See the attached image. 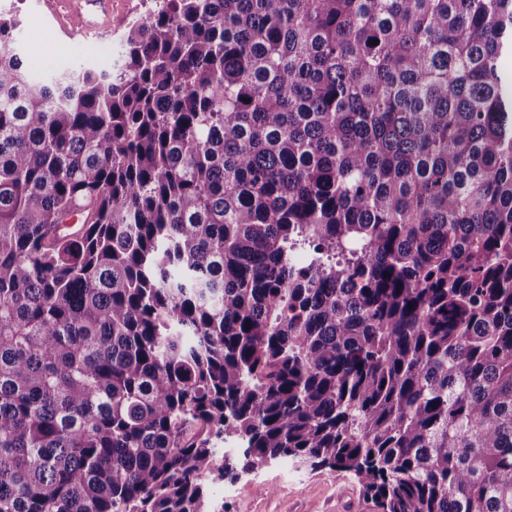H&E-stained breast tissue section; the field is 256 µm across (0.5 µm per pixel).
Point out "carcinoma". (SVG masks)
I'll return each instance as SVG.
<instances>
[{
    "instance_id": "1",
    "label": "carcinoma",
    "mask_w": 512,
    "mask_h": 512,
    "mask_svg": "<svg viewBox=\"0 0 512 512\" xmlns=\"http://www.w3.org/2000/svg\"><path fill=\"white\" fill-rule=\"evenodd\" d=\"M14 27L0 512H216L285 460L512 512V0H151L48 81Z\"/></svg>"
}]
</instances>
